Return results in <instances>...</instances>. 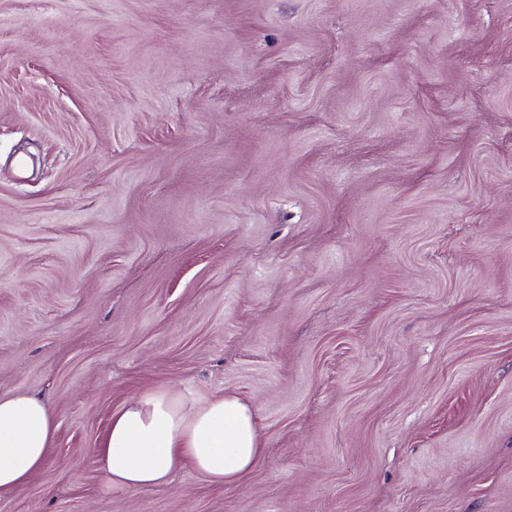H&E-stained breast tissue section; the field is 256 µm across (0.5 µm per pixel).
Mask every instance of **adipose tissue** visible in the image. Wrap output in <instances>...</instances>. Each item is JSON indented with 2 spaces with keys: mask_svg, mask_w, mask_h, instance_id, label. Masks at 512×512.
<instances>
[{
  "mask_svg": "<svg viewBox=\"0 0 512 512\" xmlns=\"http://www.w3.org/2000/svg\"><path fill=\"white\" fill-rule=\"evenodd\" d=\"M55 433L44 399L0 395L1 491L43 469ZM96 451L103 479L125 489L166 485L185 466L212 485L236 486L264 456L253 406L231 393L199 400L169 387L143 391L113 412Z\"/></svg>",
  "mask_w": 512,
  "mask_h": 512,
  "instance_id": "ef3b65f1",
  "label": "adipose tissue"
}]
</instances>
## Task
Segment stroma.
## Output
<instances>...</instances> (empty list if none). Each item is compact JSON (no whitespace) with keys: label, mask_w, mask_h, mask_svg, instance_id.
<instances>
[{"label":"stroma","mask_w":512,"mask_h":512,"mask_svg":"<svg viewBox=\"0 0 512 512\" xmlns=\"http://www.w3.org/2000/svg\"><path fill=\"white\" fill-rule=\"evenodd\" d=\"M238 486L103 481L138 390ZM0 512H512V0H0ZM96 451L103 479L125 489L166 485L185 466L214 486H237L264 456L253 406L232 393L199 400L169 387L113 412ZM51 406L25 392L0 395V490L29 483L45 466L56 433Z\"/></svg>","instance_id":"1"}]
</instances>
